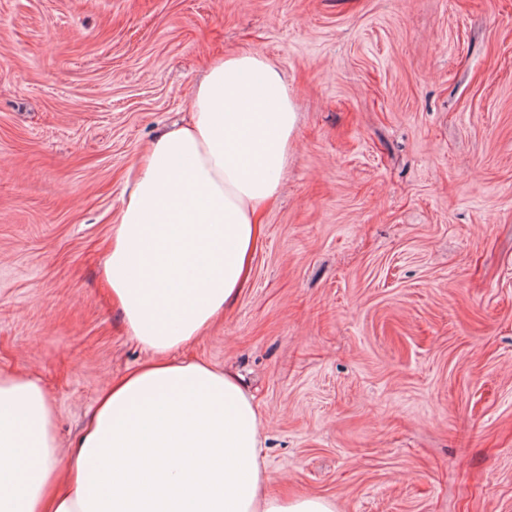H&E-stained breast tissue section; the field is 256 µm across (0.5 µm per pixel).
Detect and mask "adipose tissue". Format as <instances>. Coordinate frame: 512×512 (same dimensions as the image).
Returning <instances> with one entry per match:
<instances>
[{
    "mask_svg": "<svg viewBox=\"0 0 512 512\" xmlns=\"http://www.w3.org/2000/svg\"><path fill=\"white\" fill-rule=\"evenodd\" d=\"M295 120L275 66L228 54L187 121L140 156L102 274L154 360L102 391L65 468L39 379L0 373V512H336L270 495L261 415L238 378L172 357L246 288Z\"/></svg>",
    "mask_w": 512,
    "mask_h": 512,
    "instance_id": "1",
    "label": "adipose tissue"
}]
</instances>
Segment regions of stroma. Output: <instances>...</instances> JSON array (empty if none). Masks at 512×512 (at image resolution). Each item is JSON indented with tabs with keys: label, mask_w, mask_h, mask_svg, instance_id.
<instances>
[{
	"label": "stroma",
	"mask_w": 512,
	"mask_h": 512,
	"mask_svg": "<svg viewBox=\"0 0 512 512\" xmlns=\"http://www.w3.org/2000/svg\"><path fill=\"white\" fill-rule=\"evenodd\" d=\"M229 53L280 70L295 145L248 287L174 359L242 375L270 494L512 512V0H0V370L65 448L148 360L110 219Z\"/></svg>",
	"instance_id": "1"
}]
</instances>
